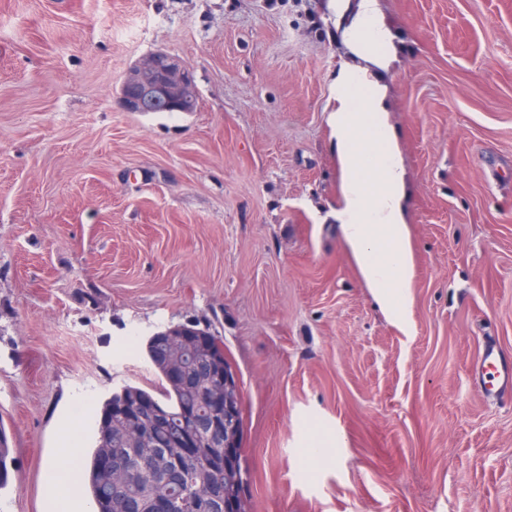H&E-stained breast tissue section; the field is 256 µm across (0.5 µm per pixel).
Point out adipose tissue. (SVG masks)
Segmentation results:
<instances>
[{"mask_svg":"<svg viewBox=\"0 0 512 512\" xmlns=\"http://www.w3.org/2000/svg\"><path fill=\"white\" fill-rule=\"evenodd\" d=\"M335 8L355 11L343 37L359 59L358 64L342 66L335 81L336 107L328 115L341 173L342 201L336 218L371 297L391 323L407 332L411 329L410 289L415 268L403 209L405 169L396 140L383 121L387 88L374 78L375 69L387 68L391 56L386 50L377 53L372 49L376 42L389 44L390 36L378 0H359L354 8L347 0H335ZM356 80L366 84L367 92L355 105L343 90ZM371 120L376 123L374 138L361 142L360 130ZM372 150L383 157L376 169L364 163Z\"/></svg>","mask_w":512,"mask_h":512,"instance_id":"1","label":"adipose tissue"}]
</instances>
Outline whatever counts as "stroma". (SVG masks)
Wrapping results in <instances>:
<instances>
[{"mask_svg": "<svg viewBox=\"0 0 512 512\" xmlns=\"http://www.w3.org/2000/svg\"><path fill=\"white\" fill-rule=\"evenodd\" d=\"M379 2L409 336L334 218L332 0H0V512H59L51 459L191 322L239 383L246 512H512V394L471 374L512 355V0ZM158 50L195 111L118 108Z\"/></svg>", "mask_w": 512, "mask_h": 512, "instance_id": "stroma-1", "label": "stroma"}]
</instances>
